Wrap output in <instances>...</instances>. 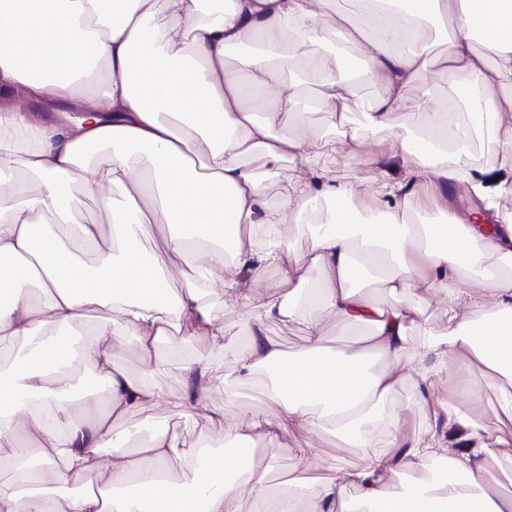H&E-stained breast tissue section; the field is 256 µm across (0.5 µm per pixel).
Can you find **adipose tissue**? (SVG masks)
Wrapping results in <instances>:
<instances>
[{"mask_svg": "<svg viewBox=\"0 0 512 512\" xmlns=\"http://www.w3.org/2000/svg\"><path fill=\"white\" fill-rule=\"evenodd\" d=\"M328 0H0V344L23 350L0 363V512H111L121 487L139 492L124 512H243L235 468L222 447L186 451L169 430L142 434L118 427L130 414L150 417L161 407L186 415L214 385L216 364L161 360L153 353L176 330L224 335L205 304L214 285L243 300L267 270L305 287L303 301L281 293L250 304V331L222 378L225 395L245 383L275 402L276 419H251L234 440L261 438L276 446L291 429L339 440L357 439L355 468L310 479L326 467L318 450L297 449L303 476L271 485L252 472L254 504L276 512H512L500 493L499 472L512 470V439L480 419L489 385L512 382V225L431 224L424 207L441 209L443 188L466 182L475 196L487 189L470 170L471 131L452 113L430 112L412 89L431 71L475 77L465 91L469 111L487 119L499 168L512 171V0H360L359 17L326 19ZM448 22V55L438 59L428 21ZM484 37V50L474 46ZM339 40L318 56L305 47ZM236 67H228V57ZM365 65L379 93L361 104L367 129L387 127L395 112H411L433 132L431 158L404 178L383 181L375 209L362 216L351 186L316 169L317 153L357 150L362 137L344 127L339 139L309 141L304 130L280 131L298 111V90L285 77L296 68L315 74L318 109L346 118L354 95L345 76ZM51 102L75 110L68 122L35 119L28 106ZM107 150L106 161H92ZM261 155L269 173L291 163L278 204L266 200L263 176L245 163ZM40 186L27 195L16 172ZM82 175L86 195L112 214V249H98L93 214L74 217L67 189ZM343 207L314 234L309 250L291 256L284 240L257 234L285 217L313 219L323 200ZM168 217L162 264L145 258L154 236L150 205ZM194 253V281L180 294L167 284L171 265ZM394 296L376 306L372 282ZM446 298L439 329L427 330L413 370L403 361L413 328L422 324L416 289ZM324 304L351 329L348 348L329 350L317 326ZM119 319H112V312ZM100 314L87 327L90 314ZM296 323L305 348L288 355L268 338L269 322ZM133 337L147 362L130 379L112 368L123 337ZM383 366H374V359ZM92 366L102 387L75 395L73 363ZM468 373L459 401L434 399L440 376ZM413 384L433 424L412 432L397 409ZM108 405V418L90 424L73 415ZM383 427L375 442L372 427ZM459 429L468 449L454 450L447 433ZM112 453L97 464V449ZM444 464L447 477L434 476ZM90 489L66 492L87 471ZM186 473L183 481L173 472ZM410 481L392 490L396 472ZM357 487L350 497L348 487Z\"/></svg>", "mask_w": 512, "mask_h": 512, "instance_id": "adipose-tissue-1", "label": "adipose tissue"}]
</instances>
